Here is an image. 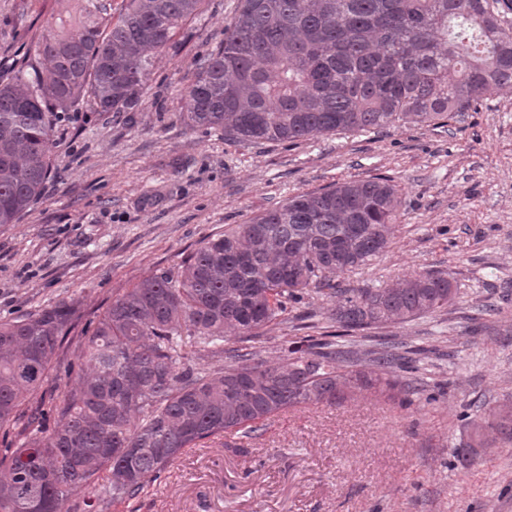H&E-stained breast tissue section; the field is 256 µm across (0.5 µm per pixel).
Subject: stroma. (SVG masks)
<instances>
[{"mask_svg": "<svg viewBox=\"0 0 512 512\" xmlns=\"http://www.w3.org/2000/svg\"><path fill=\"white\" fill-rule=\"evenodd\" d=\"M237 0H205L169 49L152 54L140 105L112 116L83 103L54 133L53 175L18 223L0 226V321L66 299L82 313L60 351L46 406L58 404L99 316L147 275L173 269L225 225L347 178L382 177L403 206L390 248L338 274L382 288L427 271L457 284L437 316L339 339L347 352L392 341L417 350L432 400L410 407L369 392L271 417L246 453L215 436L184 449L129 503L106 512H512V86L447 126L322 133L296 145L247 144L188 124L182 112L203 54L224 39ZM74 0H0V71ZM333 298L312 292L261 336L232 339L267 366L330 332Z\"/></svg>", "mask_w": 512, "mask_h": 512, "instance_id": "1", "label": "stroma"}]
</instances>
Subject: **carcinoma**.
Instances as JSON below:
<instances>
[{"mask_svg": "<svg viewBox=\"0 0 512 512\" xmlns=\"http://www.w3.org/2000/svg\"><path fill=\"white\" fill-rule=\"evenodd\" d=\"M204 0H77L75 16L0 83V226L17 223L51 176L54 127L83 96L99 112H132L150 74L148 50L171 43ZM43 66L49 81L26 79ZM512 86V27L490 0H238L224 41L200 60L187 118L238 142L296 144L318 133L446 125ZM402 198L389 180L347 179L272 205L212 235L175 271L160 270L112 300L78 358L79 380L32 427L33 395L50 379L81 318L60 300L0 323V428L22 426L0 512H84L138 497L180 451L222 433L251 439L299 405L371 390L413 403L420 390L389 375L410 357L385 350L367 371L339 363L333 339L404 324L453 305L457 286L425 272L384 288L333 277L389 248ZM312 290L336 297L338 331L310 337L264 366L224 342L257 337Z\"/></svg>", "mask_w": 512, "mask_h": 512, "instance_id": "1", "label": "carcinoma"}]
</instances>
